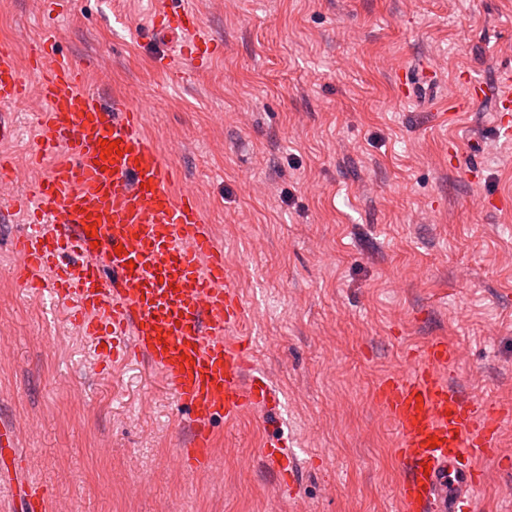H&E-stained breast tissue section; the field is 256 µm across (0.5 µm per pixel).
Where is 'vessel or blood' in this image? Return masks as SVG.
<instances>
[{"label":"vessel or blood","instance_id":"b4317fda","mask_svg":"<svg viewBox=\"0 0 512 512\" xmlns=\"http://www.w3.org/2000/svg\"><path fill=\"white\" fill-rule=\"evenodd\" d=\"M151 28L176 39L175 62L194 66L216 51L196 11L172 0H159ZM30 60L45 104L35 156L53 164L17 199L27 214L13 242L22 282L50 284L70 320L85 335L108 339L113 357L131 351L148 359L193 422L183 462L192 473H207L216 417L278 404L264 370L249 363L248 345L228 338L248 318L229 258L193 195L174 193L166 162L143 132V107L106 106L52 35L32 44ZM27 96L12 52L1 47L0 104L21 105ZM104 141L118 142V152L103 155ZM455 357L447 340L432 339L407 370L375 388L408 469L399 512H478L485 470L500 457L512 406L463 397L444 375ZM263 454L282 489L296 494L297 465L286 443L271 440ZM22 493L28 512H46L43 485L27 483Z\"/></svg>","mask_w":512,"mask_h":512}]
</instances>
